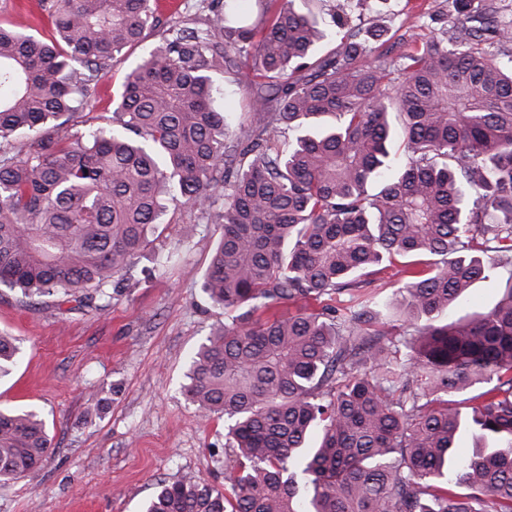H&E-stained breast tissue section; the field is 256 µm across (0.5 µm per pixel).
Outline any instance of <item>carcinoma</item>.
I'll return each instance as SVG.
<instances>
[{"instance_id": "1", "label": "carcinoma", "mask_w": 512, "mask_h": 512, "mask_svg": "<svg viewBox=\"0 0 512 512\" xmlns=\"http://www.w3.org/2000/svg\"><path fill=\"white\" fill-rule=\"evenodd\" d=\"M297 2L212 0L206 26L166 29L124 77L119 131L45 126L155 34L153 0H38L41 39L0 24V286L103 310L180 197L222 225L201 288L224 324L184 392L224 418L229 478L164 481L144 512H512V11L451 0L438 35L374 56L364 0H337L320 56L326 21ZM244 66L256 120L236 133L212 74ZM399 258L401 341L358 295ZM504 270L491 310L439 323ZM18 353L0 334V377ZM463 432L488 446L453 457ZM49 448L34 412L0 410V481Z\"/></svg>"}]
</instances>
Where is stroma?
<instances>
[{
  "label": "stroma",
  "mask_w": 512,
  "mask_h": 512,
  "mask_svg": "<svg viewBox=\"0 0 512 512\" xmlns=\"http://www.w3.org/2000/svg\"><path fill=\"white\" fill-rule=\"evenodd\" d=\"M366 0L364 23L419 32L426 14L444 15L448 0ZM210 0H159L162 23L203 26ZM141 55L112 65L71 121L81 131L112 122L124 74ZM253 79L215 75V106L249 126L242 109ZM216 224L179 201L135 260L130 280L112 286L95 310L72 301L45 312L0 286V332L15 336L18 362L0 378V406L35 412L51 448L26 477L0 483V512H142L158 484L192 472L223 488L224 422L200 415L184 394L189 357L224 321L201 279L219 239Z\"/></svg>",
  "instance_id": "35a3bbf8"
}]
</instances>
